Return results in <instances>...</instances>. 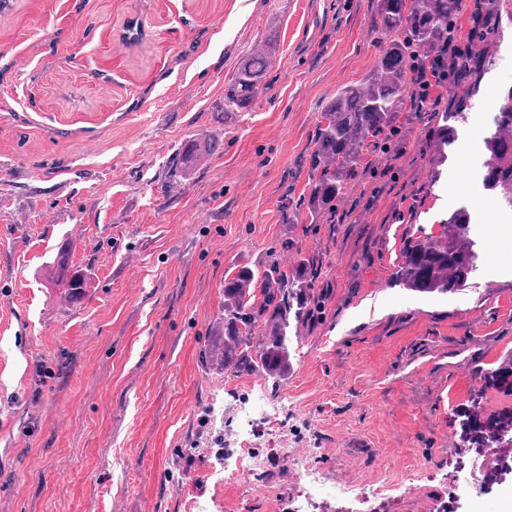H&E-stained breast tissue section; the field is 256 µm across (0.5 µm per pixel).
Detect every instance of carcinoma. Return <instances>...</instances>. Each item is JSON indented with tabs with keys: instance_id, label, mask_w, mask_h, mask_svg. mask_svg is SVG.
<instances>
[{
	"instance_id": "obj_1",
	"label": "carcinoma",
	"mask_w": 512,
	"mask_h": 512,
	"mask_svg": "<svg viewBox=\"0 0 512 512\" xmlns=\"http://www.w3.org/2000/svg\"><path fill=\"white\" fill-rule=\"evenodd\" d=\"M466 0H375L373 29L384 37L381 55L359 80L340 87L322 109L321 122L309 158L310 174L302 206L310 223L319 224L336 211L353 172L367 147L386 142L397 126L411 94L412 56L449 41L459 51L461 78L448 93V106L436 116L432 146L426 155L431 182L448 163L459 140L472 101L482 90L485 75L498 62L496 49L506 35L504 0H472V12L484 24L466 34L452 28ZM276 40L244 56L235 76L224 87L223 110L249 109L271 64ZM218 150V141L194 138L174 156L172 171L186 172ZM483 187L500 204L512 209V86L501 95L484 139ZM473 214L461 206L448 215L437 233L411 236L403 245L395 279L399 285L424 294H447L469 287L478 252L472 235ZM70 298L85 294L86 273L68 269L58 259ZM316 260L305 256L288 270L270 259L263 272L250 267L224 278V309L215 320V334L200 353L202 365L227 376L258 374L277 383L288 375L298 326L315 311L313 295Z\"/></svg>"
}]
</instances>
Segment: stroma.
Wrapping results in <instances>:
<instances>
[{"label": "stroma", "instance_id": "stroma-1", "mask_svg": "<svg viewBox=\"0 0 512 512\" xmlns=\"http://www.w3.org/2000/svg\"><path fill=\"white\" fill-rule=\"evenodd\" d=\"M374 0H5L0 5V512H289L300 473L216 482L224 405L251 375L200 349L234 267L316 253L315 322L268 387L303 414L291 457L336 483L397 484L376 512H505L512 465V211L475 230L471 288L409 291L403 242L491 208L455 144L430 183L433 122L402 113L387 184L357 174L341 224L301 204L325 100L382 51ZM277 35L250 110L224 114L238 59ZM217 153L165 174L186 140ZM89 269L72 301L56 258ZM475 476L481 495L462 493Z\"/></svg>", "mask_w": 512, "mask_h": 512}]
</instances>
